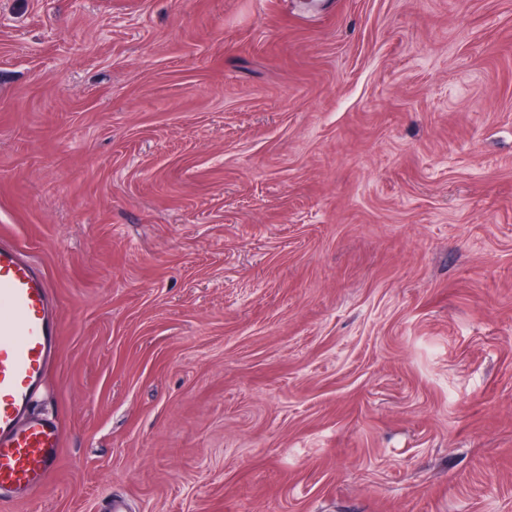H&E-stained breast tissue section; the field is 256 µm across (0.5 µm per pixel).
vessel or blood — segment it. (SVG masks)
I'll list each match as a JSON object with an SVG mask.
<instances>
[{
  "label": "vessel or blood",
  "instance_id": "b4317fda",
  "mask_svg": "<svg viewBox=\"0 0 512 512\" xmlns=\"http://www.w3.org/2000/svg\"><path fill=\"white\" fill-rule=\"evenodd\" d=\"M60 335L59 303L42 268L0 240V501L38 496L60 465L62 423L34 410Z\"/></svg>",
  "mask_w": 512,
  "mask_h": 512
}]
</instances>
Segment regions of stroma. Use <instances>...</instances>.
Here are the masks:
<instances>
[{"instance_id":"stroma-1","label":"stroma","mask_w":512,"mask_h":512,"mask_svg":"<svg viewBox=\"0 0 512 512\" xmlns=\"http://www.w3.org/2000/svg\"><path fill=\"white\" fill-rule=\"evenodd\" d=\"M61 307L5 512H512V0H0V237Z\"/></svg>"}]
</instances>
